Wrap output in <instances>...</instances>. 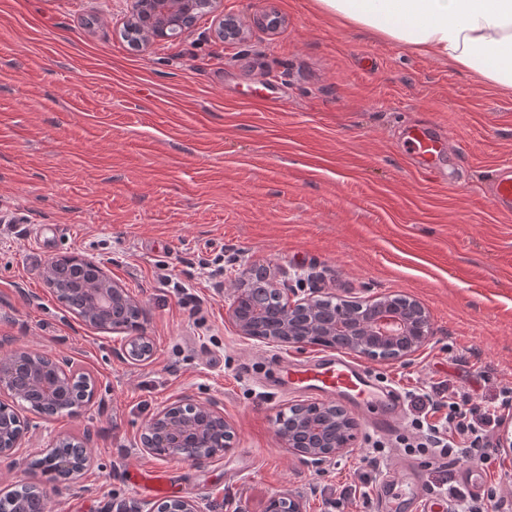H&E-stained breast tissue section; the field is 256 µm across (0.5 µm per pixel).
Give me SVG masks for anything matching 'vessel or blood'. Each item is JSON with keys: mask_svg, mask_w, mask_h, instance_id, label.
I'll use <instances>...</instances> for the list:
<instances>
[{"mask_svg": "<svg viewBox=\"0 0 512 512\" xmlns=\"http://www.w3.org/2000/svg\"><path fill=\"white\" fill-rule=\"evenodd\" d=\"M401 140L420 169L440 168L447 156L446 137L435 124H404ZM492 203L500 211H512V172L496 174ZM284 378L288 384L313 393L341 398L357 411L374 413V425L381 431L393 429L401 415L399 393L379 386L364 368L342 355L288 366ZM376 497L381 512H400L405 506L412 512L446 510L440 497L424 492L408 465L392 471L377 488Z\"/></svg>", "mask_w": 512, "mask_h": 512, "instance_id": "b4317fda", "label": "vessel or blood"}]
</instances>
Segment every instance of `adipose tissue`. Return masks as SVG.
Wrapping results in <instances>:
<instances>
[{
  "label": "adipose tissue",
  "instance_id": "adipose-tissue-1",
  "mask_svg": "<svg viewBox=\"0 0 512 512\" xmlns=\"http://www.w3.org/2000/svg\"><path fill=\"white\" fill-rule=\"evenodd\" d=\"M318 10L512 91V0H315Z\"/></svg>",
  "mask_w": 512,
  "mask_h": 512
}]
</instances>
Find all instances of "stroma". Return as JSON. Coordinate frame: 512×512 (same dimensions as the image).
<instances>
[{
    "label": "stroma",
    "mask_w": 512,
    "mask_h": 512,
    "mask_svg": "<svg viewBox=\"0 0 512 512\" xmlns=\"http://www.w3.org/2000/svg\"><path fill=\"white\" fill-rule=\"evenodd\" d=\"M128 7L0 0V356L32 348L93 383L75 413L19 409L20 450L0 460V490L60 436L86 441L90 462L56 483L47 512H147L161 498L136 472L166 474L173 497L204 512H266L280 493L304 512H376V481L406 458L393 434L361 418L347 453L302 463L276 435L277 415L304 401L280 363L326 349L243 338L228 304L250 265L285 269L291 297L416 300L430 343L365 366L403 393L443 382L496 402L512 387V216L490 195L496 171L512 169V93L345 26L314 0H223L243 40L218 39L207 12L148 48L122 37ZM266 9L286 19L276 32L253 23ZM429 121L447 135L453 188L402 152L401 125ZM53 257L100 262L142 305L148 362L124 357L125 332L58 301L42 278ZM185 397L217 404L236 431L205 466L140 446L147 421Z\"/></svg>",
    "instance_id": "obj_1"
}]
</instances>
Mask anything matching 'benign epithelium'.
Instances as JSON below:
<instances>
[{
	"mask_svg": "<svg viewBox=\"0 0 512 512\" xmlns=\"http://www.w3.org/2000/svg\"><path fill=\"white\" fill-rule=\"evenodd\" d=\"M129 29L141 34V45L149 47L161 40L179 38L195 23L196 13L208 11L218 14V34L223 38H241L244 30L221 11L223 0H129ZM258 27L275 32L284 19L273 11L255 18ZM285 271L252 266L238 279L228 317L238 335L268 344L306 346L309 338L318 336L329 347L342 346L362 355H368V344L373 341L386 345L396 354L392 361L406 360L426 346L433 332L426 308L416 300L411 308L401 311L389 299L379 298L374 319L356 320L344 326L336 323V311L354 312L364 306L362 301L339 302L321 295L318 288L296 300L277 288L279 277ZM46 285L53 290L63 305L72 301L91 300L93 310L85 320L101 329L117 331L119 315L132 309L140 310L126 290L99 271L95 288L74 286L75 277L62 270L59 259H49L43 270ZM69 361L55 360L28 348H17L11 357L0 360V392L13 395L23 388H34L46 402L60 401L69 391L71 376ZM317 409L327 413L326 422L307 424V416L299 412L295 430L307 428L313 443L300 442L291 432L276 429V435L288 451L311 465L321 466L346 453L354 439L355 422L339 406L321 403ZM234 428L224 420L223 413L214 404L201 405L190 399L159 410L146 424L141 437L142 448L154 451L159 447L177 448L182 459L202 465L224 454L232 447ZM18 439L11 427L0 423V457L15 455ZM88 448L81 441H72L67 461L60 465L59 477L73 480L88 464ZM150 512H204L199 502L190 498L173 499L155 505Z\"/></svg>",
	"mask_w": 512,
	"mask_h": 512,
	"instance_id": "obj_1",
	"label": "benign epithelium"
}]
</instances>
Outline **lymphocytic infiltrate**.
<instances>
[{
  "label": "lymphocytic infiltrate",
  "mask_w": 512,
  "mask_h": 512,
  "mask_svg": "<svg viewBox=\"0 0 512 512\" xmlns=\"http://www.w3.org/2000/svg\"><path fill=\"white\" fill-rule=\"evenodd\" d=\"M406 399L411 430L398 442L422 466L434 467L430 492L446 496L454 512H494L500 497L497 483H488L482 495L467 493L455 484L452 467L459 459L481 462L494 452L490 431L498 424L496 411L443 385L428 393L408 392Z\"/></svg>",
  "instance_id": "lymphocytic-infiltrate-1"
}]
</instances>
